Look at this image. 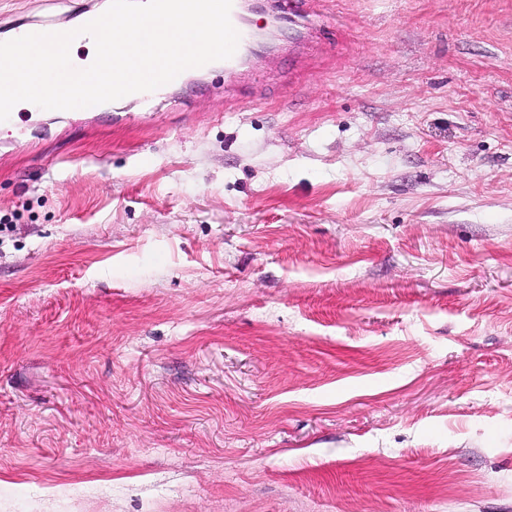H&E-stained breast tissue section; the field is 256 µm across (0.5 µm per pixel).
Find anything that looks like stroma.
I'll return each mask as SVG.
<instances>
[{
  "label": "stroma",
  "mask_w": 512,
  "mask_h": 512,
  "mask_svg": "<svg viewBox=\"0 0 512 512\" xmlns=\"http://www.w3.org/2000/svg\"><path fill=\"white\" fill-rule=\"evenodd\" d=\"M322 13L0 128V512H512V0ZM230 19L234 28L239 33V41L234 55L224 60V75L227 78L233 77L245 64L246 54L251 49L252 30L248 19L241 10L239 0H233Z\"/></svg>",
  "instance_id": "35a3bbf8"
}]
</instances>
